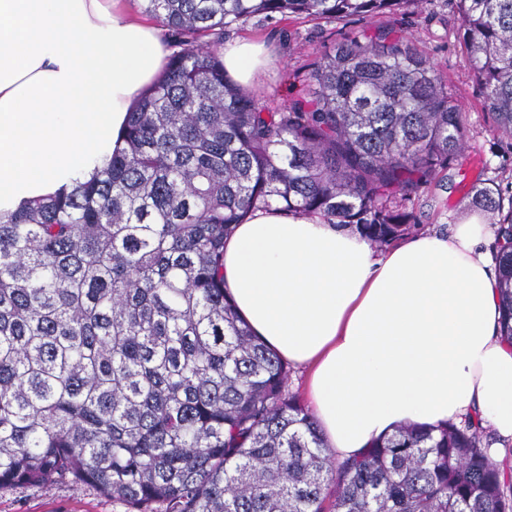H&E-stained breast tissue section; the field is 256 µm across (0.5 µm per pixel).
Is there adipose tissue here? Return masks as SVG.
<instances>
[{
	"instance_id": "obj_1",
	"label": "adipose tissue",
	"mask_w": 512,
	"mask_h": 512,
	"mask_svg": "<svg viewBox=\"0 0 512 512\" xmlns=\"http://www.w3.org/2000/svg\"><path fill=\"white\" fill-rule=\"evenodd\" d=\"M170 54L128 0H0V211L90 177ZM272 63L224 46L241 84ZM492 225L469 219L376 252L273 205L224 242V286L285 362L340 460L405 423L465 417L512 439V344L499 334Z\"/></svg>"
}]
</instances>
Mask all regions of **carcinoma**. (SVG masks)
Wrapping results in <instances>:
<instances>
[{
    "instance_id": "1",
    "label": "carcinoma",
    "mask_w": 512,
    "mask_h": 512,
    "mask_svg": "<svg viewBox=\"0 0 512 512\" xmlns=\"http://www.w3.org/2000/svg\"><path fill=\"white\" fill-rule=\"evenodd\" d=\"M172 48L91 179L0 212V489L70 481L128 512H512V448L400 425L339 462L288 367L224 288V239L257 208L319 215L384 248L462 154L461 108L397 37L339 45L275 109L224 72V31L423 0H143ZM496 130L512 138V0H456ZM496 227L512 341V205Z\"/></svg>"
}]
</instances>
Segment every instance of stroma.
I'll use <instances>...</instances> for the list:
<instances>
[{"mask_svg": "<svg viewBox=\"0 0 512 512\" xmlns=\"http://www.w3.org/2000/svg\"><path fill=\"white\" fill-rule=\"evenodd\" d=\"M459 15L453 0H427L374 18L326 23L310 18L265 20L259 17L227 32L225 41L262 43L275 60L249 88L270 106H288L301 94L313 62L343 42L388 30L410 39L433 59L447 80L449 97L462 108L466 132L463 153L407 202L411 223L420 232L449 231L464 215H475L476 189L495 181L503 200L512 199V139L499 134L484 106L472 63L459 40ZM0 512H127L118 501L82 484L62 481L45 488L16 485L0 490Z\"/></svg>", "mask_w": 512, "mask_h": 512, "instance_id": "obj_1", "label": "stroma"}]
</instances>
